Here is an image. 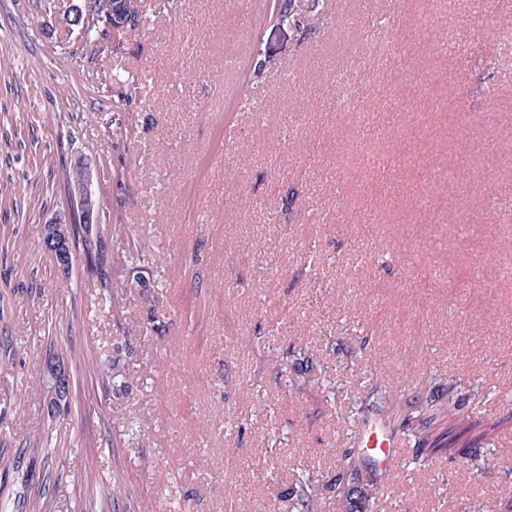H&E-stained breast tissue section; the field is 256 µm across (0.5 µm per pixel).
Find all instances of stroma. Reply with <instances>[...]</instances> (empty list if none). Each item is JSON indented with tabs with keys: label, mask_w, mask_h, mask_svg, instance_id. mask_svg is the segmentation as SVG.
Segmentation results:
<instances>
[{
	"label": "stroma",
	"mask_w": 512,
	"mask_h": 512,
	"mask_svg": "<svg viewBox=\"0 0 512 512\" xmlns=\"http://www.w3.org/2000/svg\"><path fill=\"white\" fill-rule=\"evenodd\" d=\"M460 2L459 39L435 0H140L118 44L65 25L84 0H0V512H33L37 486L48 512H287L299 480L362 454L386 487L371 512H512V275L493 261L512 251V0ZM379 13L416 36L390 67L367 61ZM351 63L398 114L356 123L331 79ZM351 139L395 157L387 180ZM78 157L103 277L43 247ZM385 389L494 431L474 460L425 461L387 410L404 445L383 460L357 435Z\"/></svg>",
	"instance_id": "1"
}]
</instances>
